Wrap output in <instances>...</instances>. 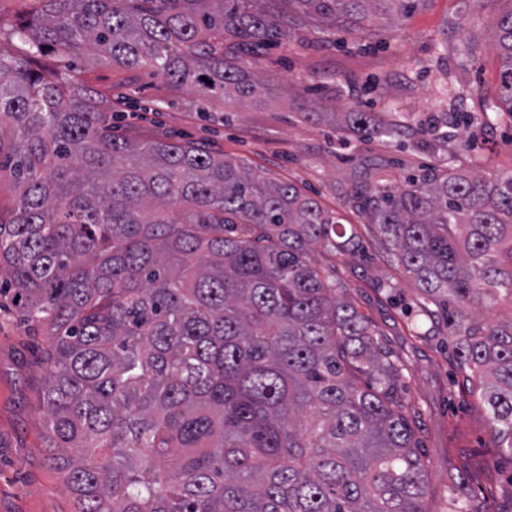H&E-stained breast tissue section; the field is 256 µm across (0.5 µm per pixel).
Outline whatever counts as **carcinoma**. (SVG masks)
Wrapping results in <instances>:
<instances>
[{
  "label": "carcinoma",
  "instance_id": "carcinoma-1",
  "mask_svg": "<svg viewBox=\"0 0 512 512\" xmlns=\"http://www.w3.org/2000/svg\"><path fill=\"white\" fill-rule=\"evenodd\" d=\"M419 0H23L0 13V155L18 190L0 224L12 300L47 326L45 448L75 512H432L428 465L346 286L313 245L334 211L242 161L112 134L91 56L201 97H256L237 62L292 30L401 22ZM512 114V10L492 25ZM53 66L41 64L46 52ZM371 112L344 132L388 134ZM423 299L446 314L491 440L512 457V174L448 167L356 184Z\"/></svg>",
  "mask_w": 512,
  "mask_h": 512
}]
</instances>
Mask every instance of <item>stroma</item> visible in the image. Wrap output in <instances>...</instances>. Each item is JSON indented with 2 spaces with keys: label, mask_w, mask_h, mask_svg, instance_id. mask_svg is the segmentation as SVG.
Returning <instances> with one entry per match:
<instances>
[{
  "label": "stroma",
  "mask_w": 512,
  "mask_h": 512,
  "mask_svg": "<svg viewBox=\"0 0 512 512\" xmlns=\"http://www.w3.org/2000/svg\"><path fill=\"white\" fill-rule=\"evenodd\" d=\"M512 0H422L401 25L379 21L365 35L297 31L268 50L257 67L269 89L256 99L228 97L201 112L192 89L86 61L107 94L123 96L115 133L204 143L297 184L352 228L359 251L314 246L312 261L336 276L344 298L379 335L387 357L403 366L396 392L407 405L429 465L434 512H455L450 492L464 484L469 512L495 497L512 512V457L500 453L488 420L457 367L442 313L420 314V293L383 243L375 225L351 205L352 184L385 178L394 185L430 167L485 175L512 171V114L483 124L484 100L500 91V58L491 26ZM396 124L391 137L343 133L350 109ZM473 116L471 148L459 150L452 125ZM44 325L30 324L12 301L0 302V512H74L61 474L42 443Z\"/></svg>",
  "instance_id": "1"
}]
</instances>
